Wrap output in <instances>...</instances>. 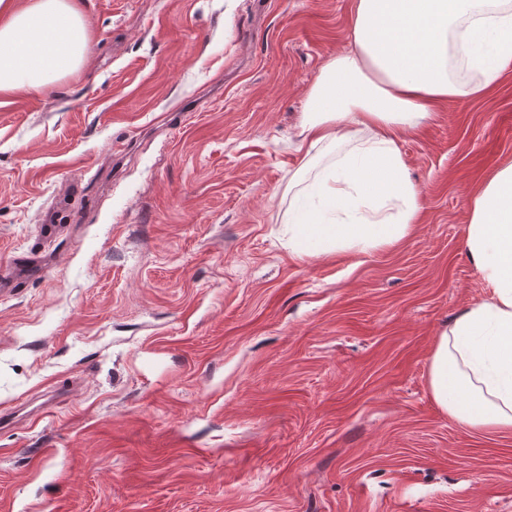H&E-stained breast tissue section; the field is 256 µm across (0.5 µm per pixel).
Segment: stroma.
Segmentation results:
<instances>
[{
	"instance_id": "stroma-1",
	"label": "stroma",
	"mask_w": 512,
	"mask_h": 512,
	"mask_svg": "<svg viewBox=\"0 0 512 512\" xmlns=\"http://www.w3.org/2000/svg\"><path fill=\"white\" fill-rule=\"evenodd\" d=\"M83 67L0 94V512H512V432L433 402L488 297L472 193L512 159V65L402 135L399 247L282 231L353 0H76Z\"/></svg>"
}]
</instances>
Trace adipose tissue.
<instances>
[{"instance_id":"ef3b65f1","label":"adipose tissue","mask_w":512,"mask_h":512,"mask_svg":"<svg viewBox=\"0 0 512 512\" xmlns=\"http://www.w3.org/2000/svg\"><path fill=\"white\" fill-rule=\"evenodd\" d=\"M349 52L323 67L308 95L303 142L343 146L300 198L288 248L303 259L387 251L422 209L399 146L432 108L475 99L512 61V0H355ZM87 26L73 0H0V92L37 93L77 72ZM464 246L489 296L436 337L434 403L476 431H512V161L469 201Z\"/></svg>"}]
</instances>
